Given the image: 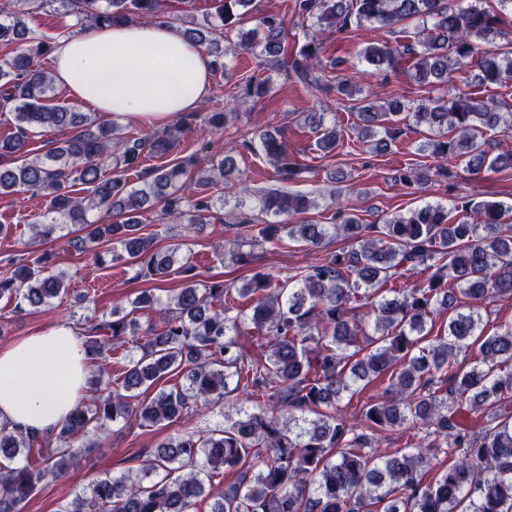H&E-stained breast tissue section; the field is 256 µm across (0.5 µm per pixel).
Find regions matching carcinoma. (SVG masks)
<instances>
[{"instance_id":"cac0c4a2","label":"carcinoma","mask_w":512,"mask_h":512,"mask_svg":"<svg viewBox=\"0 0 512 512\" xmlns=\"http://www.w3.org/2000/svg\"><path fill=\"white\" fill-rule=\"evenodd\" d=\"M161 2L44 0L104 26L155 20ZM216 2L213 19L185 30L187 40L216 58L224 56L222 40L234 56L286 54L285 18L265 15L260 28L244 32L245 10L255 0ZM498 2L496 11L449 0H294L305 42L290 69L312 96L334 91L338 102H353L354 129L374 142L375 153L402 134L403 114L431 134L423 151L444 161L460 159L474 174L512 168V150L493 154L482 138L484 130H511L512 112L499 111L475 91L421 102L388 96L376 105L354 100L362 89L352 78L332 85L318 74L322 30L413 25L415 43L381 40L361 51L371 74L394 70L412 55L420 84L446 85L453 71L470 67L477 86H501L512 80V56L490 43L503 26L512 27L504 16L512 0ZM21 6L22 0L0 4V47L21 46L0 60V108L16 120L15 131L0 137V196L33 189L48 199L34 225L41 242L63 236L80 254L110 243L112 260L132 265L136 277L152 281L176 273L182 286L164 301L143 295L130 311L112 307V320L85 344L99 378L60 425L36 434L0 424V512H20L42 482L63 477L81 449L107 446L98 433L108 424L131 417L143 427L189 421L204 408L224 405L236 391L253 408L238 410L235 418L224 415L222 427L169 438L139 471L96 479L58 512H194L205 495L214 499L210 512H362L370 505L374 512H512V325L488 335L480 313L487 300H512V222L502 204L463 203L462 210L479 215L476 224L453 221L440 203L363 224L331 190V223L295 224L318 203L281 188L248 189L233 150L220 147L227 112L204 118L211 135L206 148L214 150L215 161L199 171L197 191L186 197L180 183L197 165V154L168 157L175 131L129 137L115 123L51 103L53 78L38 61L54 51L55 42L30 36ZM271 90L269 80L250 78L233 102L242 106ZM298 117L317 134L320 149H336L341 130L325 123V113ZM66 126L81 131L46 157H30L32 130ZM241 146L263 155L280 182L291 181L301 168L281 129L255 132ZM146 148L162 162L142 166ZM429 177L425 169L405 167L395 179L421 184ZM78 185L87 186L88 195H79ZM219 186L238 188L230 209L238 216L234 238L217 249L241 267L256 260L254 247L285 236L313 251L338 237L351 248L318 255L285 279L258 271L239 286L202 280L189 256L176 257L179 248H160L153 234L143 232L142 218L158 202L172 222L197 229L215 207L213 189ZM248 198L266 217L263 223L242 212ZM103 207L112 221L88 219ZM52 258L45 251L33 260L7 259L0 299L23 311L68 293V276L51 270ZM418 266L430 271L424 283L385 287ZM450 278L462 299L448 293ZM237 297L246 308L236 305ZM146 306L157 308L161 320L143 328L131 314ZM442 310L448 321L433 335L428 326ZM128 336L144 338L140 354L129 358L122 382H103L106 353L121 349ZM175 372L183 373L186 386L139 399L138 390ZM377 378L387 381L381 399L350 422L339 408L344 394ZM406 424L421 425L423 434H413L405 448L381 447ZM23 450L26 463L13 465ZM239 465L247 472L238 482L219 479ZM431 472L435 477L424 482Z\"/></svg>"}]
</instances>
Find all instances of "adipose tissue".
Masks as SVG:
<instances>
[{
	"mask_svg": "<svg viewBox=\"0 0 512 512\" xmlns=\"http://www.w3.org/2000/svg\"><path fill=\"white\" fill-rule=\"evenodd\" d=\"M53 58L57 84L109 120L161 127L211 86L203 51L160 21L85 28ZM89 372L78 332L64 323L0 348V423L53 429L85 395Z\"/></svg>",
	"mask_w": 512,
	"mask_h": 512,
	"instance_id": "ef3b65f1",
	"label": "adipose tissue"
}]
</instances>
